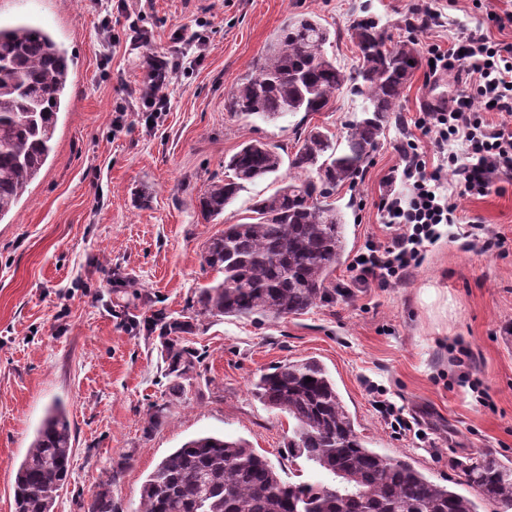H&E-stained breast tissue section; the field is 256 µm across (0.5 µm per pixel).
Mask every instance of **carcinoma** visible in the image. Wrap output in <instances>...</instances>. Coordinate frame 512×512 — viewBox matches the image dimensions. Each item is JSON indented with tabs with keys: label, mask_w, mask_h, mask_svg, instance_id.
Listing matches in <instances>:
<instances>
[{
	"label": "carcinoma",
	"mask_w": 512,
	"mask_h": 512,
	"mask_svg": "<svg viewBox=\"0 0 512 512\" xmlns=\"http://www.w3.org/2000/svg\"><path fill=\"white\" fill-rule=\"evenodd\" d=\"M330 36L314 15L287 17L254 72L228 98V111L263 120L322 112L347 84L362 104L342 144L313 127L286 159L281 146L249 140L224 162L226 179L211 182L199 199L210 217L285 162L293 176L254 201L250 222L229 224L208 241L203 261L217 276L193 300L197 317L280 319L332 297V277L347 248L345 214L333 195L361 173L421 56L410 40L387 45L378 22L364 17L351 28L361 66L348 73L327 54ZM68 81L67 53L47 31L0 24V223L53 151ZM152 319L162 338L169 396L178 399L203 354L182 337L190 321L162 312ZM250 390L293 421L288 456L305 458L331 481L287 482L247 442L202 436L158 463L142 486L140 512H479L482 503L512 512V459L485 453L455 463L474 498L431 481L409 462L367 447L317 360H288L252 379ZM72 466L71 424L55 403L16 469L15 512H54ZM114 480L110 475L99 483L87 512H113Z\"/></svg>",
	"instance_id": "1"
}]
</instances>
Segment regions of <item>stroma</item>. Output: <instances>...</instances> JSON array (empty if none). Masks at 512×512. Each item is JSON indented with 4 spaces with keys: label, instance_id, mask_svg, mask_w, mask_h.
<instances>
[{
    "label": "stroma",
    "instance_id": "obj_1",
    "mask_svg": "<svg viewBox=\"0 0 512 512\" xmlns=\"http://www.w3.org/2000/svg\"><path fill=\"white\" fill-rule=\"evenodd\" d=\"M0 0V22L27 20L48 29L70 58L68 105L54 149L13 214L0 223V512H14L16 469L47 407L62 401L71 422L74 465L54 512H87L109 471L114 512H138L141 488L174 448L204 434L246 440L283 479L314 480L285 444L293 422L249 391L256 375L288 360L315 358L336 381L369 447L399 456L432 481L459 480L457 460L491 453L512 458V174L485 196L458 198L454 237L430 246L422 266L401 285L352 287V265L367 241H387L381 200L400 163L398 147L432 91L423 70L407 84L390 125L354 183L336 190L347 222L348 256L333 275L332 300L280 320L203 318L186 336L205 356L200 377L169 403L161 424L146 428L167 380L156 310L187 318L197 288L214 273L202 265L204 244L225 225L243 222L255 199L276 181L248 185L217 219L199 198L223 179L224 160L260 139L294 148L306 128L344 137L357 104L349 89L328 110L273 121L228 112L225 103L252 71L283 20L315 14L336 32L329 55L346 71L359 65L349 28L362 6L392 41L408 40L413 0ZM444 25L432 41L450 46L486 27L487 7L512 11V0H437ZM109 35H102L104 16ZM206 39L200 62L179 70L171 106L147 119L131 96L145 77L147 53L178 56L177 33ZM111 48H104V38ZM128 111L113 132L117 107ZM503 244L466 249L473 223ZM139 285L141 299L114 287L113 269ZM471 360L452 366L449 351ZM415 419L399 431L381 402Z\"/></svg>",
    "mask_w": 512,
    "mask_h": 512
}]
</instances>
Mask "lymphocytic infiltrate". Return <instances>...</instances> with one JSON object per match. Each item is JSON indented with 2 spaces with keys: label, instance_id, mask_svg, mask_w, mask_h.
I'll return each instance as SVG.
<instances>
[{
  "label": "lymphocytic infiltrate",
  "instance_id": "f902f5d3",
  "mask_svg": "<svg viewBox=\"0 0 512 512\" xmlns=\"http://www.w3.org/2000/svg\"><path fill=\"white\" fill-rule=\"evenodd\" d=\"M176 58L153 57L146 77L133 94L146 111H167L170 98L161 93L174 74L197 64L202 38ZM426 82L453 74L458 89L446 104L429 105L414 123L415 134L399 147L400 180L406 189L389 191L381 202L387 244L368 243L355 260V279L361 285L403 282L419 268L429 246L442 236V226L457 220V199L487 195L495 178L512 172V42L493 40L484 28L463 32L456 43L427 44ZM429 139L433 152L420 148Z\"/></svg>",
  "mask_w": 512,
  "mask_h": 512
}]
</instances>
